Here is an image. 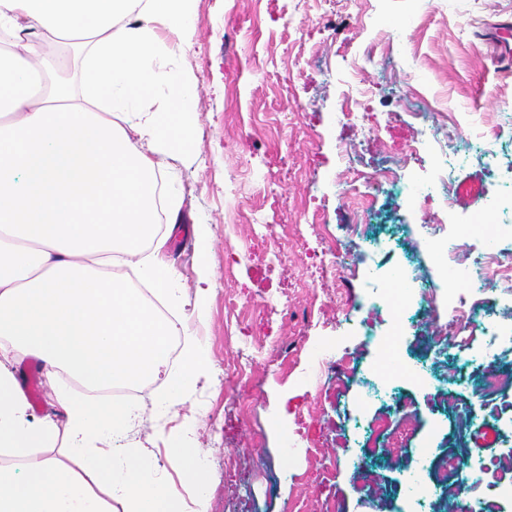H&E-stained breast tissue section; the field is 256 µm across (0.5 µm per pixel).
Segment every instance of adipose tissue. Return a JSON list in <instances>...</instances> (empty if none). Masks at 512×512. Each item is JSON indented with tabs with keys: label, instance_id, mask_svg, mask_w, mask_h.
<instances>
[{
	"label": "adipose tissue",
	"instance_id": "obj_1",
	"mask_svg": "<svg viewBox=\"0 0 512 512\" xmlns=\"http://www.w3.org/2000/svg\"><path fill=\"white\" fill-rule=\"evenodd\" d=\"M195 2L0 0V512H208V469L188 440L166 449L194 490L187 503L149 449L121 444L137 409L101 396L166 364L171 324L116 267L179 300L159 254L158 180L193 125V85L157 29L190 43ZM46 33L80 44L78 86L49 96L36 83ZM182 356L170 410L209 370L197 337ZM26 358L64 422L33 414L17 377Z\"/></svg>",
	"mask_w": 512,
	"mask_h": 512
}]
</instances>
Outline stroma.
Instances as JSON below:
<instances>
[{"instance_id":"35a3bbf8","label":"stroma","mask_w":512,"mask_h":512,"mask_svg":"<svg viewBox=\"0 0 512 512\" xmlns=\"http://www.w3.org/2000/svg\"><path fill=\"white\" fill-rule=\"evenodd\" d=\"M294 0H196L190 47L172 57L195 86V122L165 182L180 208L164 250L180 274L178 319L208 346L210 370L168 416L154 409L169 368L141 406L128 441L154 449L155 465L172 491L191 500L164 448L180 436L187 410L198 412L195 445L209 460V512H403L405 470L416 451L485 446L512 457V395L498 418L474 423L457 436L443 412L442 391L480 406L472 384L407 378L398 401L416 410L421 426L406 452L380 455L367 472L373 491L356 483L349 459L355 448L349 421L361 415L368 439L380 449L396 427L393 409H360L363 375L382 371L384 351L356 333L367 318V280L375 269L415 253L431 301L406 326L398 352L419 356L430 329L447 330L448 298L469 295L467 282L449 286L448 255L427 239L374 254L347 238L344 189L354 169L370 173L397 164L402 177L426 179L441 164L426 139L437 128L431 114H407L426 99L457 122L462 141L512 115V66L498 58L502 27L512 24V0H309L298 27H286ZM393 34L388 54L375 53L381 31ZM362 60L368 89L356 117L339 109L351 89L350 66ZM348 158H341L340 147ZM476 176L475 202L435 197L421 207L394 189L372 192L364 223L375 227L446 224L469 256L484 248L487 203L512 196V182L481 161L462 167L457 181ZM287 225L283 258L272 266L273 244L253 224V209ZM210 225L213 245L207 317L196 320L197 252L192 227ZM353 253L355 268L342 276L327 263L329 250ZM359 307L345 311L346 297ZM264 348L245 376L226 372L238 347ZM350 353V372L326 360L320 385L305 375L324 349ZM248 404L249 417L237 407Z\"/></svg>"}]
</instances>
